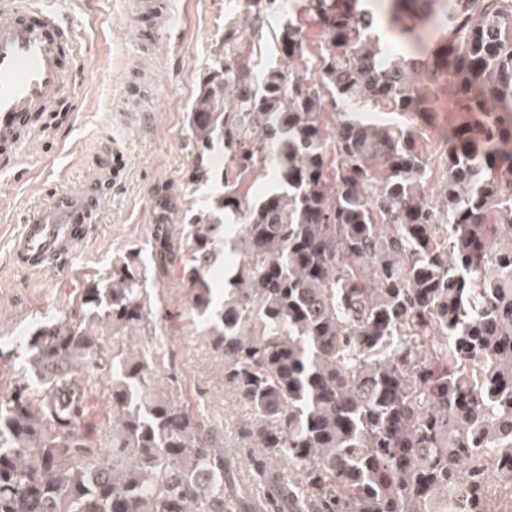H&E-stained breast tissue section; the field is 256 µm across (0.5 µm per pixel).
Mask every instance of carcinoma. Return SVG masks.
I'll list each match as a JSON object with an SVG mask.
<instances>
[{
	"mask_svg": "<svg viewBox=\"0 0 512 512\" xmlns=\"http://www.w3.org/2000/svg\"><path fill=\"white\" fill-rule=\"evenodd\" d=\"M359 2L300 0L257 78L228 36L190 112L198 159L227 154L224 195L188 246L154 237L155 275L191 286L267 512H493L512 476V0H390L411 42L392 55ZM444 92L435 147L419 127ZM259 171L275 188L250 201ZM148 300L131 257L24 341L0 512H248L224 440L121 339Z\"/></svg>",
	"mask_w": 512,
	"mask_h": 512,
	"instance_id": "carcinoma-1",
	"label": "carcinoma"
}]
</instances>
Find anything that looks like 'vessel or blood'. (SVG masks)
<instances>
[{"instance_id":"b4317fda","label":"vessel or blood","mask_w":512,"mask_h":512,"mask_svg":"<svg viewBox=\"0 0 512 512\" xmlns=\"http://www.w3.org/2000/svg\"><path fill=\"white\" fill-rule=\"evenodd\" d=\"M81 48L71 25L50 0H0V167L20 161L21 128L60 100L79 108ZM103 144L78 190L61 189L49 203L26 211L11 237L9 256L17 268L47 274L68 262L76 244L101 218L112 177Z\"/></svg>"}]
</instances>
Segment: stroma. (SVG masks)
I'll list each match as a JSON object with an SVG mask.
<instances>
[{"mask_svg":"<svg viewBox=\"0 0 512 512\" xmlns=\"http://www.w3.org/2000/svg\"><path fill=\"white\" fill-rule=\"evenodd\" d=\"M73 24L82 47L85 100L80 111L58 107L37 119L21 144L23 177L0 172V388L13 386L24 364L19 338L48 319L71 313L81 288L107 278L129 255L149 262L158 227L157 204L172 203L166 230L185 225L218 183L193 179L196 163L224 171V156L198 160L188 119L205 76L224 64V38L233 33L260 67L277 57L270 25L228 0H168L170 20L153 29L136 17L133 0H53ZM111 134L117 153L106 208L90 237L75 247L63 271L30 276L15 270L8 243L17 218L47 202L56 186L78 188L88 156ZM150 335L162 346L158 378L164 390L191 383L206 427L224 435V451L241 466L254 454L250 416L224 378L212 340L191 310V290L179 269L150 286Z\"/></svg>","mask_w":512,"mask_h":512,"instance_id":"1","label":"stroma"}]
</instances>
